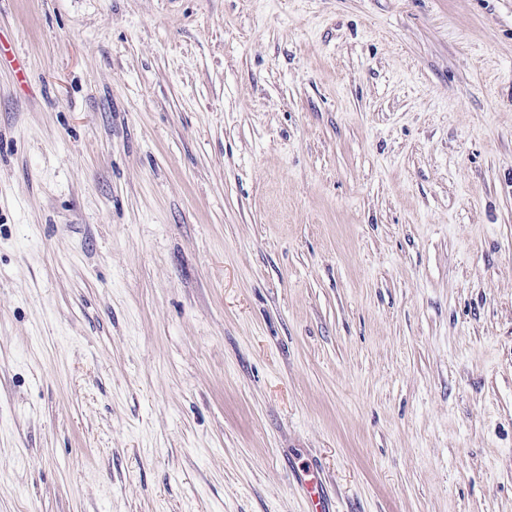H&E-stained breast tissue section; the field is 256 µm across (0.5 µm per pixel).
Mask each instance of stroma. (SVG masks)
Wrapping results in <instances>:
<instances>
[{
    "label": "stroma",
    "mask_w": 512,
    "mask_h": 512,
    "mask_svg": "<svg viewBox=\"0 0 512 512\" xmlns=\"http://www.w3.org/2000/svg\"><path fill=\"white\" fill-rule=\"evenodd\" d=\"M512 512V0H0V512Z\"/></svg>",
    "instance_id": "obj_1"
}]
</instances>
